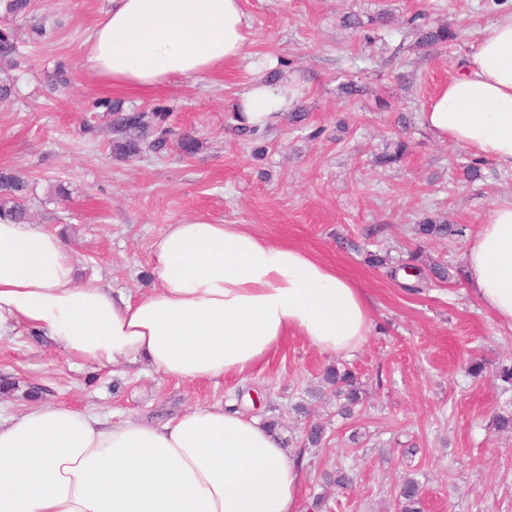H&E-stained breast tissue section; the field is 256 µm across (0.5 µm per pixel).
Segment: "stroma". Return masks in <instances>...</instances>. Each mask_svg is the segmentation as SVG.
Returning a JSON list of instances; mask_svg holds the SVG:
<instances>
[{
  "instance_id": "obj_1",
  "label": "stroma",
  "mask_w": 512,
  "mask_h": 512,
  "mask_svg": "<svg viewBox=\"0 0 512 512\" xmlns=\"http://www.w3.org/2000/svg\"><path fill=\"white\" fill-rule=\"evenodd\" d=\"M107 7L33 0L31 15L14 22L20 58L10 72L15 91L0 99V168L27 178L31 223L64 231L79 278L98 274L134 297L153 287L152 244L171 224H245L318 255L373 300L370 334L347 360L367 396L352 418L339 416L321 383L336 356L296 336L247 376L190 383L142 364L100 370L21 328L0 339V384H13L0 391V415L24 410L33 386L46 401L91 408L111 422L163 420L221 402L279 420L281 441L304 460L302 504L323 495L330 512H396V488L408 475L422 487L423 512H512V435L494 429L496 416L512 413V385L495 375L512 361V329L477 302L465 277L432 278L411 292V276L365 261L371 251L398 265L420 248L424 264L461 266L466 240H426L417 225L441 216L475 233L512 191V171L490 159L479 179L465 180L473 155L421 122L432 95L461 71L483 28L512 11V0H243L251 60L275 61L301 87L293 111L255 135L233 119L255 76L249 63L136 91L84 71L85 42ZM422 10L459 39L424 55L402 25ZM381 11L393 19L372 41L342 24L345 15ZM34 24L46 39L32 40ZM59 69L66 83L56 88L49 78ZM350 80L363 94L345 97L340 86ZM379 97L388 110L376 109ZM103 98L128 108L173 105L172 123L199 140L197 153L171 147L117 158L110 117L94 106ZM297 110L303 122H294ZM399 138L408 157L377 166L375 157ZM474 361L485 366L477 378L466 373ZM311 420L324 425L327 443L303 449ZM342 466L354 475L346 492L324 479Z\"/></svg>"
}]
</instances>
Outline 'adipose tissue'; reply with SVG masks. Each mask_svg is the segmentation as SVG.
<instances>
[{
	"label": "adipose tissue",
	"mask_w": 512,
	"mask_h": 512,
	"mask_svg": "<svg viewBox=\"0 0 512 512\" xmlns=\"http://www.w3.org/2000/svg\"><path fill=\"white\" fill-rule=\"evenodd\" d=\"M82 68L115 87L155 89L244 60L242 0H108ZM296 98L255 77L238 126L274 128ZM422 120L440 141L512 170V12L486 26L464 71ZM477 300L512 328V195L469 241ZM154 286L132 298L76 276L59 233L0 222V337L27 327L66 356L109 369L141 361L186 382L243 377L290 335L352 356L371 330L365 290L298 247L242 224L168 225L152 245ZM303 461L255 418L203 404L162 423L106 424L36 402L0 420V512H300Z\"/></svg>",
	"instance_id": "adipose-tissue-1"
}]
</instances>
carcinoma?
Returning <instances> with one entry per match:
<instances>
[{"mask_svg": "<svg viewBox=\"0 0 512 512\" xmlns=\"http://www.w3.org/2000/svg\"><path fill=\"white\" fill-rule=\"evenodd\" d=\"M3 2L6 23L0 24V60L17 65L19 56L14 28L7 23L9 18L26 17L32 12V0H0ZM390 16L379 14L368 22L355 15L342 18L344 26L351 29H363L365 24L375 27L387 24ZM407 33L416 37L421 48L436 49L448 45L457 38V33L444 24L434 25L428 20L427 13L417 12L405 20ZM96 107L102 108L111 116V130L116 135L112 140V150L124 159L139 156L145 151L160 152L175 142L182 153L191 155L199 148L198 140L187 134H176L171 123V107L155 105L146 109L127 111L123 106L110 99H100ZM28 183L19 174L11 170H0V220L20 223L28 220ZM417 231L426 238L434 240L460 239L465 228L461 224H448L438 218H430L418 225ZM325 384L332 387L339 400L338 412L344 416L353 413V409L363 403L364 392L356 376L346 367L331 365L322 375ZM325 430L318 424H309L304 429L303 447L319 448L324 443ZM421 487L412 477L403 479L399 488L398 512H421Z\"/></svg>", "mask_w": 512, "mask_h": 512, "instance_id": "1", "label": "carcinoma"}]
</instances>
